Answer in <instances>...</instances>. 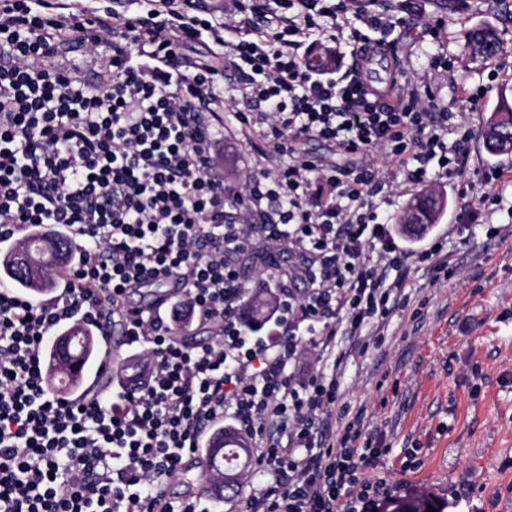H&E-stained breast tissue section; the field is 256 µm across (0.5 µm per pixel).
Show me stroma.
<instances>
[{"mask_svg": "<svg viewBox=\"0 0 512 512\" xmlns=\"http://www.w3.org/2000/svg\"><path fill=\"white\" fill-rule=\"evenodd\" d=\"M371 7L405 19L390 36L395 60L442 104L468 113L472 168L505 172L496 186L503 206L492 221L512 225V153L489 156L481 136L496 106L512 101V18L491 0H467L454 14L436 0H371ZM483 21L503 44L484 62L466 48L468 31ZM438 56L460 65L437 67ZM464 87L477 103L462 98ZM215 161L235 181L255 153L230 125ZM448 248L460 275L434 284L422 266L412 267V299L394 313L382 345L348 357L346 399L365 408L364 430L380 442L376 472L398 488L387 512L398 503L423 512H512V237L491 239L477 226Z\"/></svg>", "mask_w": 512, "mask_h": 512, "instance_id": "1", "label": "stroma"}]
</instances>
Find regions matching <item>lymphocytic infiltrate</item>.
<instances>
[{
  "label": "lymphocytic infiltrate",
  "mask_w": 512,
  "mask_h": 512,
  "mask_svg": "<svg viewBox=\"0 0 512 512\" xmlns=\"http://www.w3.org/2000/svg\"><path fill=\"white\" fill-rule=\"evenodd\" d=\"M401 24L359 0H226L220 17L200 0H0V246L50 224L80 248L62 288L0 291V512H198L165 483L219 425L250 437L258 465L236 512H380L394 489L346 400V359L381 345L413 264L458 275L448 241L500 204L504 176L475 193L468 117L430 89L369 87L361 60ZM341 37L349 64L313 70L312 45ZM204 39L215 62L184 55ZM228 71L249 105L232 117L262 144L237 183L214 164ZM309 137L350 165L303 154ZM316 179L335 194L314 210ZM442 181L460 187L453 222L408 251L384 208L397 184ZM246 255L279 297L259 327L242 311ZM187 318L214 341L175 336ZM77 320L123 325L149 365L138 392L48 389L47 340Z\"/></svg>",
  "instance_id": "1"
}]
</instances>
